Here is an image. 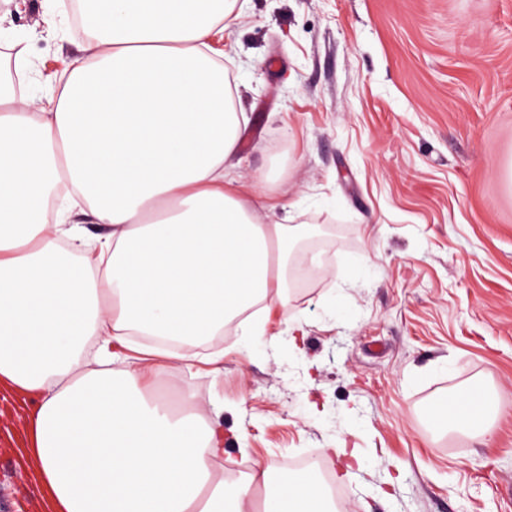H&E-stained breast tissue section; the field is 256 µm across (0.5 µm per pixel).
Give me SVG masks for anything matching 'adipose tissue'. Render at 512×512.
I'll list each match as a JSON object with an SVG mask.
<instances>
[{
	"label": "adipose tissue",
	"mask_w": 512,
	"mask_h": 512,
	"mask_svg": "<svg viewBox=\"0 0 512 512\" xmlns=\"http://www.w3.org/2000/svg\"><path fill=\"white\" fill-rule=\"evenodd\" d=\"M86 54L39 104L0 80V390L33 404L28 461L47 512H336L318 472L228 484L224 433L198 393L155 396L196 342L285 301V249L226 178L245 113L207 52L237 0H82ZM86 205L108 232L70 221ZM181 340L129 354V336ZM97 366L87 369V348ZM440 429L486 432L465 387Z\"/></svg>",
	"instance_id": "1"
}]
</instances>
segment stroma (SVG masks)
<instances>
[{
  "instance_id": "obj_1",
  "label": "stroma",
  "mask_w": 512,
  "mask_h": 512,
  "mask_svg": "<svg viewBox=\"0 0 512 512\" xmlns=\"http://www.w3.org/2000/svg\"><path fill=\"white\" fill-rule=\"evenodd\" d=\"M210 40L246 112L229 168L337 228L327 272L192 385L225 470L306 452L353 512H512V0H242ZM66 0H0L26 97L84 46ZM493 397L490 432H434L431 404ZM26 410L0 399V512H39Z\"/></svg>"
}]
</instances>
